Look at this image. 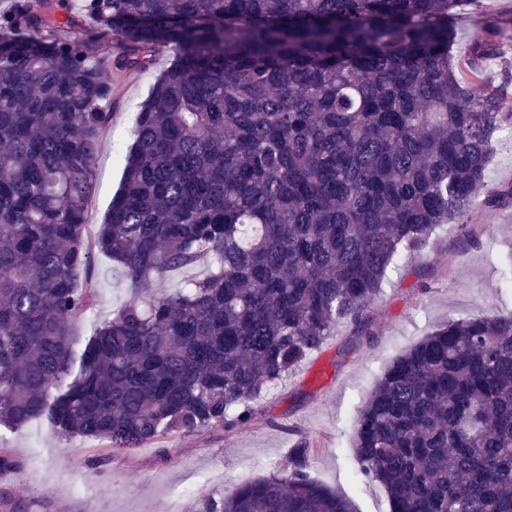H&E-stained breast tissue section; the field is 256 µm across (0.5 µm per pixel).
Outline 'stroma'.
<instances>
[{
    "label": "stroma",
    "instance_id": "1",
    "mask_svg": "<svg viewBox=\"0 0 512 512\" xmlns=\"http://www.w3.org/2000/svg\"><path fill=\"white\" fill-rule=\"evenodd\" d=\"M455 27V57L468 58L475 44L484 45L481 80L512 100V0H465ZM174 55L161 51L148 68L116 83L112 123L95 167L89 231L102 223L120 185L134 114ZM467 224L464 231L437 228L428 246L397 262L370 311L368 335L338 326L320 351L255 404L246 428L171 435L95 466V440L59 437L38 418L0 432V447L20 464L0 475V491L23 500L27 512H193L202 495L284 470L289 448L302 440L314 450L311 471L318 481L351 498L357 512H389L383 488L353 476V420L387 365L437 322L512 311V129L495 139L487 185ZM90 275L96 302L76 326L78 348L130 297L128 281L103 254L94 253Z\"/></svg>",
    "mask_w": 512,
    "mask_h": 512
}]
</instances>
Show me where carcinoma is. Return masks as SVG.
Instances as JSON below:
<instances>
[{
    "label": "carcinoma",
    "instance_id": "carcinoma-1",
    "mask_svg": "<svg viewBox=\"0 0 512 512\" xmlns=\"http://www.w3.org/2000/svg\"><path fill=\"white\" fill-rule=\"evenodd\" d=\"M463 0H10L0 9V428L43 417L101 443L250 424L341 324L366 332L392 265L465 228L512 125L452 48ZM120 38L109 63L41 32ZM175 50L135 112L123 181L84 237L114 78ZM471 73L470 81L462 72ZM132 296L79 357L93 251ZM207 262L175 290L171 273ZM356 475L390 512H512V315L450 317L359 410ZM288 450L285 473L197 512H355Z\"/></svg>",
    "mask_w": 512,
    "mask_h": 512
}]
</instances>
